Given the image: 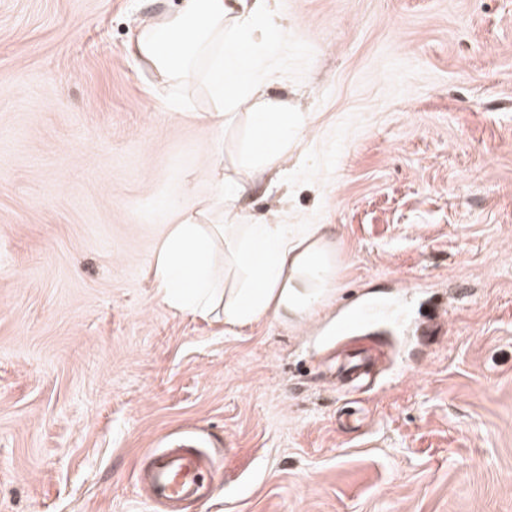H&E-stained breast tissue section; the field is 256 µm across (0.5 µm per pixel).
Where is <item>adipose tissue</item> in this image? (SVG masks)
<instances>
[{"label":"adipose tissue","mask_w":512,"mask_h":512,"mask_svg":"<svg viewBox=\"0 0 512 512\" xmlns=\"http://www.w3.org/2000/svg\"><path fill=\"white\" fill-rule=\"evenodd\" d=\"M273 0H180L178 7L142 25L130 45L157 88L193 81L197 59L208 57L211 104L201 113L213 136L211 171L215 194L202 216L182 215L167 225L149 272L158 300L197 318L222 310L231 327L275 316L303 323L334 291L336 245L324 224H251L243 212L224 221V205L266 185L268 168L288 157V114L253 81L254 57L239 47L255 41L270 46ZM183 34L180 45L171 39ZM250 100L257 136L250 151L257 163L247 179L225 175L224 129L236 115L226 104L236 94Z\"/></svg>","instance_id":"adipose-tissue-1"}]
</instances>
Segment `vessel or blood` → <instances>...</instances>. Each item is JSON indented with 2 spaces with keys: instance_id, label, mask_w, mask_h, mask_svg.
Wrapping results in <instances>:
<instances>
[{
  "instance_id": "vessel-or-blood-1",
  "label": "vessel or blood",
  "mask_w": 512,
  "mask_h": 512,
  "mask_svg": "<svg viewBox=\"0 0 512 512\" xmlns=\"http://www.w3.org/2000/svg\"><path fill=\"white\" fill-rule=\"evenodd\" d=\"M204 460L200 453L166 450L152 458L148 479L155 497L185 501L196 495Z\"/></svg>"
}]
</instances>
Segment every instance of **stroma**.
<instances>
[{"instance_id": "1", "label": "stroma", "mask_w": 512, "mask_h": 512, "mask_svg": "<svg viewBox=\"0 0 512 512\" xmlns=\"http://www.w3.org/2000/svg\"><path fill=\"white\" fill-rule=\"evenodd\" d=\"M177 4L0 0V512H169L172 448L220 463L181 512H512V0H276L241 51L298 121L248 214L330 225L338 266L242 328L147 277L212 196L207 90L128 50Z\"/></svg>"}]
</instances>
